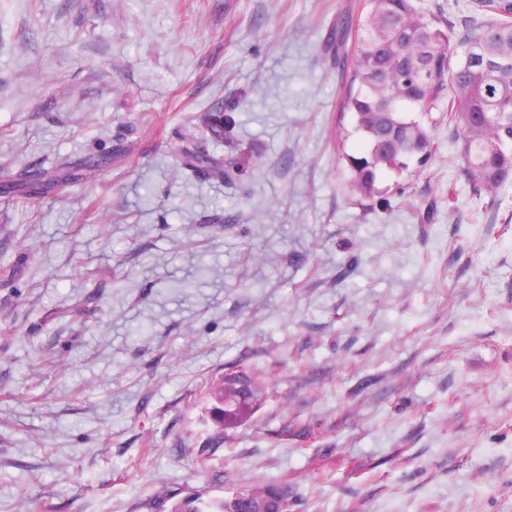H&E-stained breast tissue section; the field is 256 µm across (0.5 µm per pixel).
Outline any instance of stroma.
<instances>
[{
  "label": "stroma",
  "instance_id": "obj_1",
  "mask_svg": "<svg viewBox=\"0 0 512 512\" xmlns=\"http://www.w3.org/2000/svg\"><path fill=\"white\" fill-rule=\"evenodd\" d=\"M366 13L0 0V512L259 479L291 512H512V225L444 99L431 157L351 193L332 45ZM241 372L266 397L218 432L205 385Z\"/></svg>",
  "mask_w": 512,
  "mask_h": 512
}]
</instances>
